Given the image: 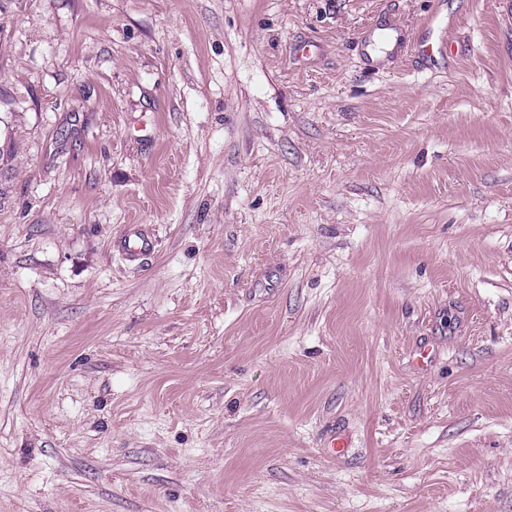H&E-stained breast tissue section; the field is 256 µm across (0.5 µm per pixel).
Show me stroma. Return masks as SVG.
<instances>
[{
  "mask_svg": "<svg viewBox=\"0 0 512 512\" xmlns=\"http://www.w3.org/2000/svg\"><path fill=\"white\" fill-rule=\"evenodd\" d=\"M0 512H512V0H0ZM114 247L130 260L148 258L155 249V238L141 224H128L114 242Z\"/></svg>",
  "mask_w": 512,
  "mask_h": 512,
  "instance_id": "stroma-1",
  "label": "stroma"
}]
</instances>
